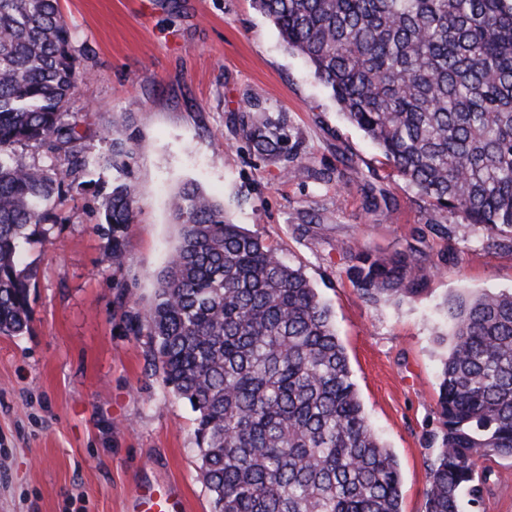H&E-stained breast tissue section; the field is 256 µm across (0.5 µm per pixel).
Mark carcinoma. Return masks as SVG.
<instances>
[{"instance_id":"obj_1","label":"carcinoma","mask_w":512,"mask_h":512,"mask_svg":"<svg viewBox=\"0 0 512 512\" xmlns=\"http://www.w3.org/2000/svg\"><path fill=\"white\" fill-rule=\"evenodd\" d=\"M283 43L310 63L347 120L376 142L397 176L460 214L489 254L512 251V0H253ZM84 73L58 0H0V334L28 329L35 274L27 230L54 216L84 166L69 103ZM262 156L284 140L242 124ZM45 145L60 165L17 159ZM132 148L112 139L124 170ZM134 187L102 197L112 263H125ZM179 243L145 316L163 385L188 401L212 512H401L395 456L368 423L332 311L301 268L224 215L194 184L173 200ZM437 268L411 248L350 254L362 297L405 302ZM451 336L436 410L438 451L424 512L480 505L512 459V292L460 293L443 306Z\"/></svg>"}]
</instances>
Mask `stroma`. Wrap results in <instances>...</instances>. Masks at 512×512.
Instances as JSON below:
<instances>
[{"label": "stroma", "mask_w": 512, "mask_h": 512, "mask_svg": "<svg viewBox=\"0 0 512 512\" xmlns=\"http://www.w3.org/2000/svg\"><path fill=\"white\" fill-rule=\"evenodd\" d=\"M85 77L71 111L87 160L57 219L36 227L27 332L0 335V512H129L142 484L178 489L212 512L194 413L164 388L147 313L179 242L170 200L195 184L234 223L302 268L333 313L364 411L401 473L402 512H424L426 436L458 293L512 290V252L486 253L457 213L439 210L384 165L305 59L285 48L252 0H59ZM278 127L297 157L258 155L242 122ZM133 149L128 256L113 265L97 230L113 134ZM451 235H442V228ZM416 246L438 268L415 300L366 301L349 253ZM480 510L512 512V460H495Z\"/></svg>", "instance_id": "1"}]
</instances>
